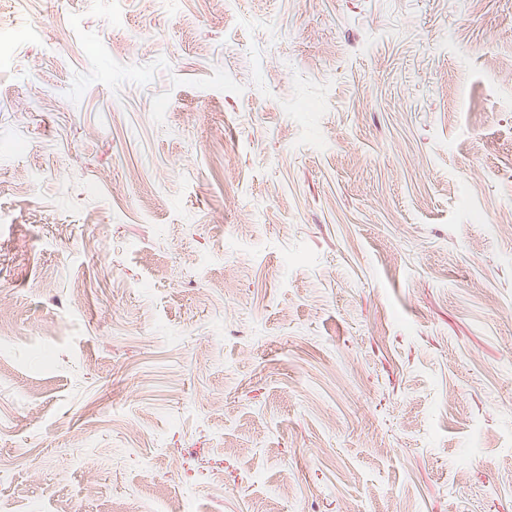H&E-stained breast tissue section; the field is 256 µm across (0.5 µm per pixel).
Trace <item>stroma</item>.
<instances>
[{
    "instance_id": "1",
    "label": "stroma",
    "mask_w": 512,
    "mask_h": 512,
    "mask_svg": "<svg viewBox=\"0 0 512 512\" xmlns=\"http://www.w3.org/2000/svg\"><path fill=\"white\" fill-rule=\"evenodd\" d=\"M0 11V512H512V0Z\"/></svg>"
}]
</instances>
